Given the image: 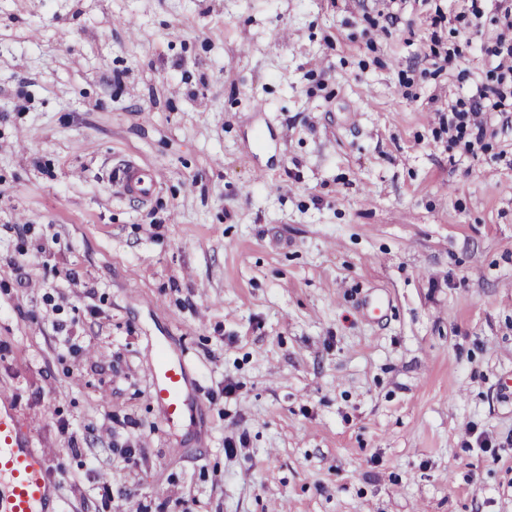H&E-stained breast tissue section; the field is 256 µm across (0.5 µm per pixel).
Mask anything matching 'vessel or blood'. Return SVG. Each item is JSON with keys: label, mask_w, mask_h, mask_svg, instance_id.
<instances>
[{"label": "vessel or blood", "mask_w": 512, "mask_h": 512, "mask_svg": "<svg viewBox=\"0 0 512 512\" xmlns=\"http://www.w3.org/2000/svg\"><path fill=\"white\" fill-rule=\"evenodd\" d=\"M128 195L148 198L156 185L149 169L125 165L118 173ZM190 364L181 356L164 354L152 371V396L169 420H181L193 405ZM54 477L45 459L10 404L0 405V512H55Z\"/></svg>", "instance_id": "1"}]
</instances>
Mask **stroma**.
Returning a JSON list of instances; mask_svg holds the SVG:
<instances>
[{
	"instance_id": "stroma-1",
	"label": "stroma",
	"mask_w": 512,
	"mask_h": 512,
	"mask_svg": "<svg viewBox=\"0 0 512 512\" xmlns=\"http://www.w3.org/2000/svg\"><path fill=\"white\" fill-rule=\"evenodd\" d=\"M478 7L0 0V401L61 512H512V124L447 125ZM123 191L138 198H148L156 185V177L149 169L136 164L125 165L119 172ZM189 371L190 364L186 359L168 351L152 370V397L171 421L181 420L193 405Z\"/></svg>"
}]
</instances>
